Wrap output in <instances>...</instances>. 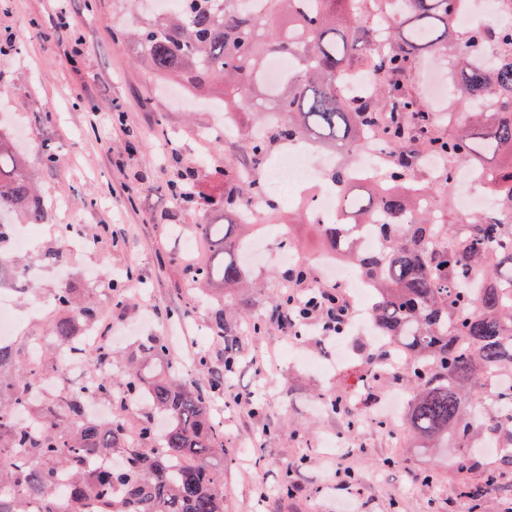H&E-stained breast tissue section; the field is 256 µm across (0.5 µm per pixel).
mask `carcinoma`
Returning a JSON list of instances; mask_svg holds the SVG:
<instances>
[{
	"instance_id": "cac0c4a2",
	"label": "carcinoma",
	"mask_w": 512,
	"mask_h": 512,
	"mask_svg": "<svg viewBox=\"0 0 512 512\" xmlns=\"http://www.w3.org/2000/svg\"><path fill=\"white\" fill-rule=\"evenodd\" d=\"M182 7L131 24L129 43L158 77L186 89L224 85V109L255 85L264 86L268 57H294L296 71L275 90H263L280 119L250 146L246 167L260 168L275 142L306 139L342 147L367 145L370 134L391 146L383 176L391 184L408 180L432 153L489 174L498 185L497 210L451 227L432 224L414 199L379 184L354 191L349 165L339 164L329 181L350 218L374 224L385 241L379 253L359 249L344 224L322 233L372 281L377 297L373 321L383 335L414 358L397 381L413 393L405 425L436 445L451 439L464 449L463 472L479 471L491 483L512 472V26L494 32L462 31L456 14L463 0H391L395 14L382 40L354 25L352 0H180ZM495 47L492 60L479 47ZM449 51L460 66L462 107L448 113V136L434 133L425 105L406 87L415 55ZM357 51L371 54L379 75L372 93L343 98ZM502 164L490 168L487 160ZM241 166L224 169L237 191L198 201L184 185L181 204L221 206L238 214L250 200L269 208L265 184L241 177ZM30 224L47 216L14 140L0 131V215ZM213 255L189 265L190 284L220 281L235 288L242 276L233 224H202ZM304 286L306 262L287 270ZM342 294L325 285L301 293V314L290 335L303 334L314 320L327 322L342 309ZM57 317L48 334L58 345L72 343L97 321V310L72 288L58 289ZM162 336H149L120 376L125 394L147 400L136 425L120 415L109 422L85 414L89 395L112 396V381L94 375L52 401L31 394L39 377L18 365L14 345L0 342V512H224V475L214 456L224 455V432L209 411L198 382L167 358ZM92 367L112 364V347L101 343L89 356ZM35 411L38 429L21 423ZM112 455L120 468H94V456Z\"/></svg>"
}]
</instances>
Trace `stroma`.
<instances>
[{
	"mask_svg": "<svg viewBox=\"0 0 512 512\" xmlns=\"http://www.w3.org/2000/svg\"><path fill=\"white\" fill-rule=\"evenodd\" d=\"M0 0V127L9 129L52 205L44 223L31 225L26 250L12 253L22 270L49 250L61 260L43 265L33 290L14 306L24 320L15 338L30 358L29 337L48 352L38 369L50 390L69 387L62 351L47 329L53 294L68 285L85 291L98 312L97 333L112 347L120 373L140 340L163 335L170 359L207 383L224 369V339L213 327L217 308L245 299L243 317L229 316L241 362L211 395L224 429V512H512V475L499 477L479 497L456 469L459 449L424 448L404 429L405 414L371 420L370 398L393 391L391 377L375 378L368 398L352 397L372 352L361 336H346L351 361L329 379L306 358L326 362L330 343L308 335L303 357L288 349L289 335L269 315L283 293L285 268L277 262L247 266L242 286H213L195 295L184 272L208 246L201 222L220 224L224 213L188 214L172 199L171 184L188 174L197 192H220L215 170L240 163V137L218 140L224 120L220 90L191 92L159 81L133 51L118 45L112 27L129 24L124 0ZM52 164H44V154ZM70 224L95 249L59 236ZM125 282L116 294L113 281ZM262 322L253 332V322ZM205 372H198V362ZM256 392L254 410L234 394ZM341 396L345 409H318L320 398ZM337 438L342 457L323 443ZM290 479L292 495L281 491Z\"/></svg>",
	"mask_w": 512,
	"mask_h": 512,
	"instance_id": "obj_1",
	"label": "stroma"
}]
</instances>
